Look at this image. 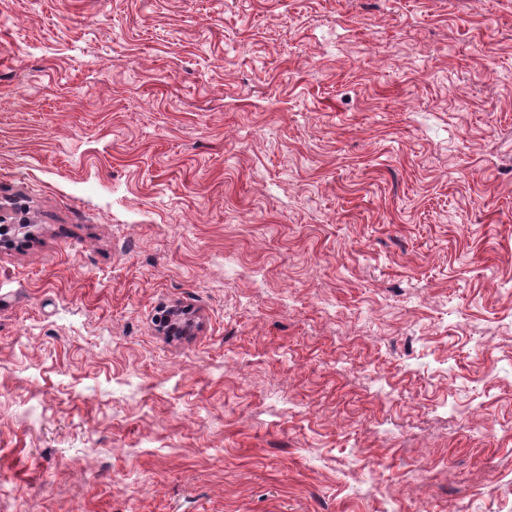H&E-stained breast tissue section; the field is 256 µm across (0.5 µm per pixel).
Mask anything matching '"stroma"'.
I'll return each mask as SVG.
<instances>
[{
	"label": "stroma",
	"mask_w": 512,
	"mask_h": 512,
	"mask_svg": "<svg viewBox=\"0 0 512 512\" xmlns=\"http://www.w3.org/2000/svg\"><path fill=\"white\" fill-rule=\"evenodd\" d=\"M0 215V512H512V0H0Z\"/></svg>",
	"instance_id": "stroma-1"
}]
</instances>
